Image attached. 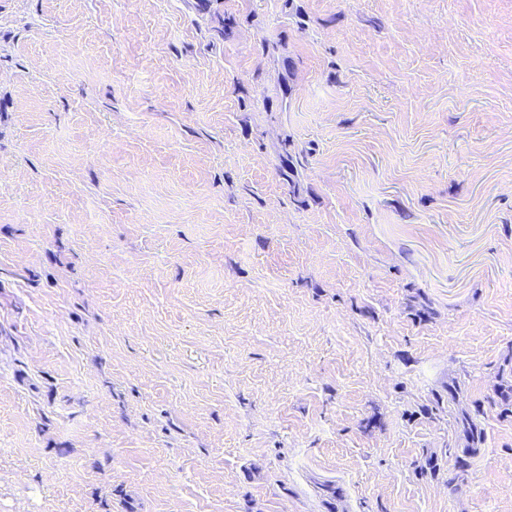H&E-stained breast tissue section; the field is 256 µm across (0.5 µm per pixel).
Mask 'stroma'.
<instances>
[{
    "mask_svg": "<svg viewBox=\"0 0 512 512\" xmlns=\"http://www.w3.org/2000/svg\"><path fill=\"white\" fill-rule=\"evenodd\" d=\"M0 512H512V0H0Z\"/></svg>",
    "mask_w": 512,
    "mask_h": 512,
    "instance_id": "1",
    "label": "stroma"
}]
</instances>
